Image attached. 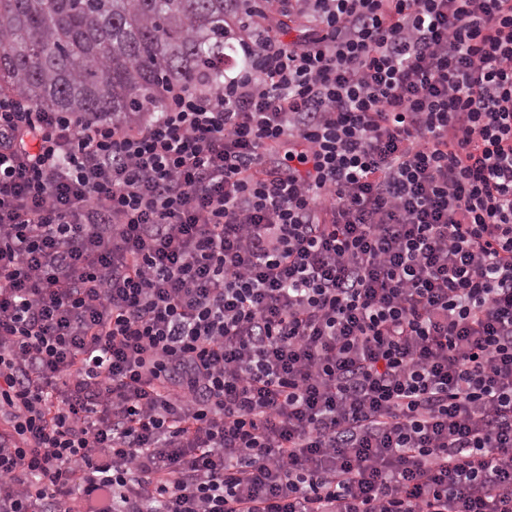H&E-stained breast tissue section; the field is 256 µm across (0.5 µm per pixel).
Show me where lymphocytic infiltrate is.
I'll use <instances>...</instances> for the list:
<instances>
[{
  "instance_id": "f902f5d3",
  "label": "lymphocytic infiltrate",
  "mask_w": 512,
  "mask_h": 512,
  "mask_svg": "<svg viewBox=\"0 0 512 512\" xmlns=\"http://www.w3.org/2000/svg\"><path fill=\"white\" fill-rule=\"evenodd\" d=\"M130 124L0 95V512H512V0H260Z\"/></svg>"
}]
</instances>
